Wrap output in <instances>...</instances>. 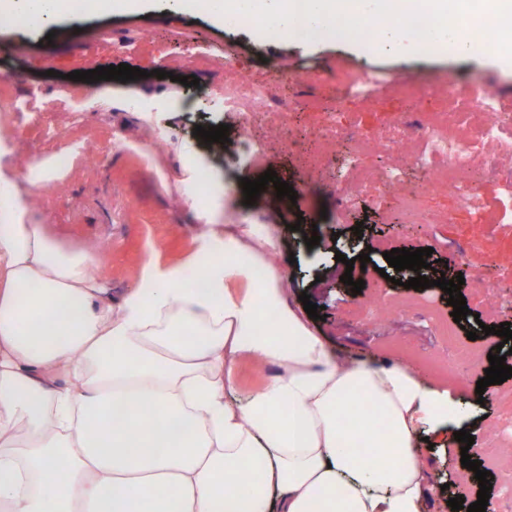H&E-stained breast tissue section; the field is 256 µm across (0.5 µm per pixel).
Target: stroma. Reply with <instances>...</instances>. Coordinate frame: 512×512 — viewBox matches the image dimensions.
Masks as SVG:
<instances>
[{
  "mask_svg": "<svg viewBox=\"0 0 512 512\" xmlns=\"http://www.w3.org/2000/svg\"><path fill=\"white\" fill-rule=\"evenodd\" d=\"M83 29L89 37L106 38L110 46L95 58V66L125 63L145 70L136 80L134 107L108 97L92 98L90 106L71 103L70 72L85 70L83 46L68 40L70 30ZM227 46L231 66L211 59L198 60L185 49L186 41ZM166 78L154 77V70ZM364 69L374 81L368 96L354 95L342 75ZM243 72L265 81L275 72L289 77L280 97L288 107H301L294 134L288 140L271 132L259 134L258 152L247 151L240 133L238 115L219 103L224 82L233 72ZM198 78L187 87L181 77ZM0 77L9 81V93L18 103L32 95L55 100L59 121L66 128L86 126L101 131L98 140H75L70 144V166L28 198L23 221L48 224L68 243L92 240L108 259L105 283L113 297H120L139 280L146 262L160 269L186 267L204 246L224 241L223 222L234 216L242 224L270 228L277 240L278 265L284 271L283 286L295 309H302L301 294L322 309L320 320L311 324L335 351L368 358L379 365L399 357L424 372L435 387L467 404L462 428L486 442V422L512 427V420L499 416L498 399L512 393V378L487 386L476 394L479 379L489 368V353L502 339L480 335L474 315H467L456 336H440L429 310L442 316L452 313L448 295L433 286L414 292L417 308L383 322L356 317V310L381 293L405 295L404 283L412 270L394 271L381 252L379 242L414 251L432 248L436 261L428 279L445 275L464 277L461 292L472 298L475 280H483L485 296H506L512 290V222L500 219L504 204L500 174H512V156L497 159L498 175L482 176L476 184L481 198L477 207L464 208L447 191L427 193L428 212L444 217L438 224H407L400 200L379 195L376 190L350 188L348 200L338 191L346 176H333L338 154L316 156L312 144L326 115H333L347 143L361 138L385 139L397 126L410 122L416 112L438 108L449 85L469 82L489 87L501 110V119L512 118V39L499 41L491 53L456 46L453 49H416L394 39L387 47L364 51L353 39L298 42L292 39L258 38L252 29L214 23L211 14L196 11L171 12L152 6L139 12L104 9L88 15L58 11L55 21L26 29L0 28ZM402 82L421 89V96L397 95L393 86ZM228 125L223 144L204 142L195 126ZM200 169L211 178L206 203L189 200L183 184ZM296 192L288 208L259 195L255 204L245 202L242 179H257L265 171ZM362 235H355V228ZM318 234L319 245L307 248L305 239ZM369 254L366 268H346L335 259ZM363 280L361 292L342 282L344 273ZM467 344L477 360L468 364L469 382L458 387L440 375L442 366L455 360L456 349ZM455 424L429 431V443L421 453L431 484H446L450 473L462 472Z\"/></svg>",
  "mask_w": 512,
  "mask_h": 512,
  "instance_id": "1",
  "label": "stroma"
}]
</instances>
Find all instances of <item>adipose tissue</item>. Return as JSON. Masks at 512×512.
Instances as JSON below:
<instances>
[{"label": "adipose tissue", "mask_w": 512, "mask_h": 512, "mask_svg": "<svg viewBox=\"0 0 512 512\" xmlns=\"http://www.w3.org/2000/svg\"><path fill=\"white\" fill-rule=\"evenodd\" d=\"M47 171L0 168V512H446L421 428L459 401L406 362L330 350L287 302L269 235L231 225L223 256L193 260L202 287L151 271L116 300L94 246L19 221ZM244 366L275 375L247 390Z\"/></svg>", "instance_id": "adipose-tissue-1"}]
</instances>
